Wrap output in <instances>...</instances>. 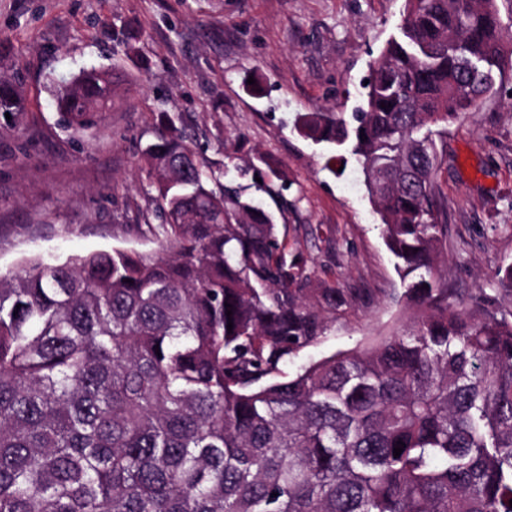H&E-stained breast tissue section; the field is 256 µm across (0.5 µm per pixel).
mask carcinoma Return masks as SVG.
I'll list each match as a JSON object with an SVG mask.
<instances>
[{
	"mask_svg": "<svg viewBox=\"0 0 512 512\" xmlns=\"http://www.w3.org/2000/svg\"><path fill=\"white\" fill-rule=\"evenodd\" d=\"M497 2L405 0L359 109L300 120L358 162L411 324L278 380L336 289L173 131L144 153L156 250L0 271V512H512V262L492 295L448 287L437 192L436 139L512 80ZM111 78L59 91L68 127Z\"/></svg>",
	"mask_w": 512,
	"mask_h": 512,
	"instance_id": "carcinoma-1",
	"label": "carcinoma"
}]
</instances>
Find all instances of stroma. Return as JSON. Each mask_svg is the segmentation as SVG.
Returning <instances> with one entry per match:
<instances>
[{
  "mask_svg": "<svg viewBox=\"0 0 512 512\" xmlns=\"http://www.w3.org/2000/svg\"><path fill=\"white\" fill-rule=\"evenodd\" d=\"M403 9L404 0H0V77L20 76L24 100L0 116V268L155 250L142 153L168 118L227 185L274 215L314 287L337 288L336 320L301 361L408 323L355 159H334L295 127L302 113L354 112ZM91 66L123 82L112 111L76 132L56 92ZM437 149L448 282L465 295L491 289L512 261V93L449 124ZM250 163L266 190L239 174Z\"/></svg>",
  "mask_w": 512,
  "mask_h": 512,
  "instance_id": "obj_1",
  "label": "stroma"
}]
</instances>
